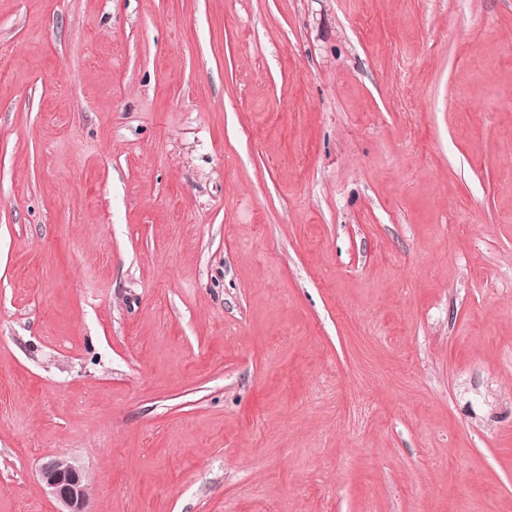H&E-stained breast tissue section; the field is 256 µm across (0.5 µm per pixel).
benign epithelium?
Here are the masks:
<instances>
[{
	"label": "benign epithelium",
	"instance_id": "1",
	"mask_svg": "<svg viewBox=\"0 0 512 512\" xmlns=\"http://www.w3.org/2000/svg\"><path fill=\"white\" fill-rule=\"evenodd\" d=\"M39 478L56 501V512H90L83 470L63 456H48L39 466Z\"/></svg>",
	"mask_w": 512,
	"mask_h": 512
}]
</instances>
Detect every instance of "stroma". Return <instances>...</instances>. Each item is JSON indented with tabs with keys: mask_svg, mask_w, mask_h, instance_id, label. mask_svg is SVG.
Instances as JSON below:
<instances>
[{
	"mask_svg": "<svg viewBox=\"0 0 512 512\" xmlns=\"http://www.w3.org/2000/svg\"><path fill=\"white\" fill-rule=\"evenodd\" d=\"M512 512V0H0V512ZM39 478L56 501V512H90L88 485L83 470L63 456H48L39 466Z\"/></svg>",
	"mask_w": 512,
	"mask_h": 512,
	"instance_id": "1",
	"label": "stroma"
}]
</instances>
